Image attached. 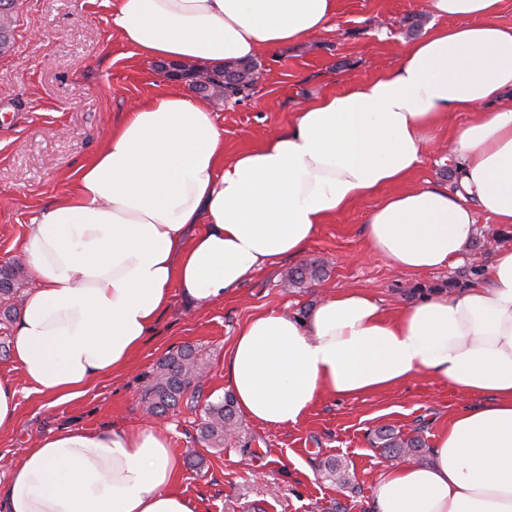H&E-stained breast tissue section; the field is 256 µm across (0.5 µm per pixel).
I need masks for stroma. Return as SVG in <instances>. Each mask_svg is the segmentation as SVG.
I'll return each mask as SVG.
<instances>
[{
	"label": "stroma",
	"instance_id": "obj_1",
	"mask_svg": "<svg viewBox=\"0 0 512 512\" xmlns=\"http://www.w3.org/2000/svg\"><path fill=\"white\" fill-rule=\"evenodd\" d=\"M113 0H19L14 44L0 56V266L24 262L27 227L55 198L74 189L78 168L104 147L113 126L156 93L165 74L112 30ZM422 0H337L330 29L275 51L261 52L265 76L254 89L217 105L215 121L224 151L233 155L284 131L296 113L347 82L372 77L397 64L421 34L442 26ZM468 113L448 117L435 134L412 181L453 188L457 164L449 129ZM380 195L364 197L336 220L320 225L297 257L256 271L233 293L207 307L187 305L172 293L169 307L132 363L98 379L78 399L55 404L31 391L10 354L0 350V374L18 389L14 427L0 433V490L13 464L37 440L62 428L115 429L144 421L141 395L159 359L193 345L207 360L204 395L227 393L224 352L251 317L273 311L307 316L327 292L366 290L388 309L414 302V289H447L459 269L414 274L368 254L364 226ZM464 266L486 265L503 245V229L477 212ZM318 260L327 278L306 288L287 287L291 268ZM472 396L429 374L388 390L356 397L327 396L298 424L270 428L243 420L239 439L223 449L196 443L200 414L187 404L160 420L181 461L178 485L203 512H374L376 482L391 462L373 445L375 429L389 425L422 436L427 448ZM421 451L425 463L429 453ZM201 456L192 466L188 457ZM347 466L351 480L327 478L330 460Z\"/></svg>",
	"mask_w": 512,
	"mask_h": 512
}]
</instances>
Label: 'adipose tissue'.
Returning <instances> with one entry per match:
<instances>
[{
    "label": "adipose tissue",
    "instance_id": "1",
    "mask_svg": "<svg viewBox=\"0 0 512 512\" xmlns=\"http://www.w3.org/2000/svg\"><path fill=\"white\" fill-rule=\"evenodd\" d=\"M503 0H424L451 26L401 60L301 109L288 130L224 154L207 102L165 82L115 125L75 188L33 218L31 284L11 358L32 391L66 402L125 369L172 290L208 306L256 270L302 254L319 225L383 192L369 253L397 268L455 266L476 210L512 228V28ZM336 0H118L111 26L147 59L214 70L326 30ZM453 112L459 188L409 186ZM427 373L477 397L438 432L431 458L383 471L375 512H512V247L479 281L389 310L369 293L323 296L304 318H250L224 354L240 411L269 427L326 395L380 392ZM152 425L64 429L12 467L0 512H201Z\"/></svg>",
    "mask_w": 512,
    "mask_h": 512
}]
</instances>
